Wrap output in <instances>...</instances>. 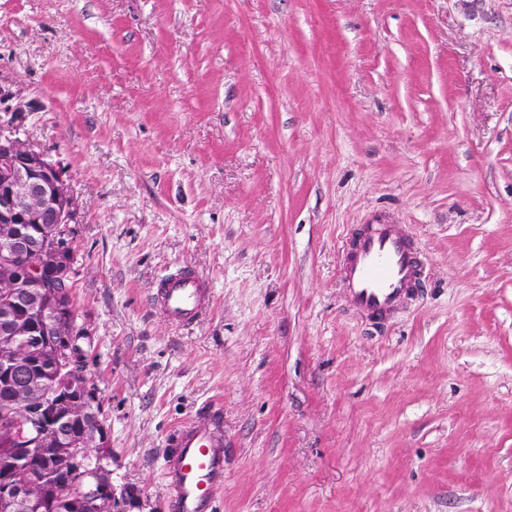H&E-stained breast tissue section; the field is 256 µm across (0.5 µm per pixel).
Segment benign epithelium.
Returning a JSON list of instances; mask_svg holds the SVG:
<instances>
[{
	"label": "benign epithelium",
	"mask_w": 512,
	"mask_h": 512,
	"mask_svg": "<svg viewBox=\"0 0 512 512\" xmlns=\"http://www.w3.org/2000/svg\"><path fill=\"white\" fill-rule=\"evenodd\" d=\"M74 201L61 170L20 135L15 118L0 117V380L27 434L25 458L0 473L3 512H39L49 486L30 475L31 462L56 452L66 471L60 497L87 508L102 499L113 512L140 508L137 492L112 485L109 434L100 419V399L87 376L71 368L69 349L90 356L92 336L80 331L71 296L60 288L76 276L70 245ZM22 346L27 356L15 357ZM80 422L73 433L71 426Z\"/></svg>",
	"instance_id": "obj_1"
}]
</instances>
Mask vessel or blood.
<instances>
[{
    "label": "vessel or blood",
    "mask_w": 512,
    "mask_h": 512,
    "mask_svg": "<svg viewBox=\"0 0 512 512\" xmlns=\"http://www.w3.org/2000/svg\"><path fill=\"white\" fill-rule=\"evenodd\" d=\"M341 282L349 306L377 326L416 299L420 263L406 225H367L347 254ZM210 290L195 271L180 268L159 277L151 300L174 327L187 328L205 315ZM164 476L173 512H216L224 491V419L221 407L207 419L187 422L167 441Z\"/></svg>",
    "instance_id": "vessel-or-blood-1"
}]
</instances>
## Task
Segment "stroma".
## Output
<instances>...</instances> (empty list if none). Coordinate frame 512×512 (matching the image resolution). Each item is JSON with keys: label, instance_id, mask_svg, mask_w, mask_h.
Returning a JSON list of instances; mask_svg holds the SVG:
<instances>
[{"label": "stroma", "instance_id": "35a3bbf8", "mask_svg": "<svg viewBox=\"0 0 512 512\" xmlns=\"http://www.w3.org/2000/svg\"><path fill=\"white\" fill-rule=\"evenodd\" d=\"M0 116L76 204L112 483L224 408L217 512H512V0H0ZM382 212L423 293L338 269ZM178 266L209 314L150 302ZM349 306L373 326L418 296L420 263L405 224H368L341 268ZM209 297L206 280L186 268L159 277L151 294L154 305L175 328H188L200 321L207 311Z\"/></svg>", "mask_w": 512, "mask_h": 512}]
</instances>
